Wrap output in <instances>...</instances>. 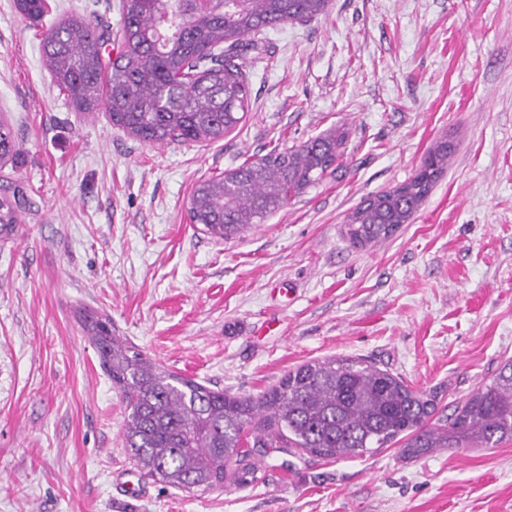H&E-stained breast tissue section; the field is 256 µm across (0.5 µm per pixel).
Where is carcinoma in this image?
<instances>
[{"label":"carcinoma","instance_id":"cac0c4a2","mask_svg":"<svg viewBox=\"0 0 512 512\" xmlns=\"http://www.w3.org/2000/svg\"><path fill=\"white\" fill-rule=\"evenodd\" d=\"M330 0H123L122 26L84 18L58 23L42 43V61L79 112L105 110L128 135L157 144H203L236 129L250 106L247 75L256 35L327 14ZM47 0H16L28 19ZM336 127L299 146L272 148L196 184L190 222L216 240L240 238L318 184L343 156ZM21 146L0 118V168ZM448 142L427 153L408 180L423 194L387 190L365 199L344 225L357 245L391 237L448 169ZM30 206L26 192L0 185V234L9 235ZM84 336L128 411L123 445L146 477L181 491L207 492L258 480L264 455L299 449L324 459L374 453L404 439L403 454L432 448H496L512 442V360L480 385L443 424L432 420L437 393L411 388L362 359L324 357L289 370L257 395L214 390L180 376L112 333L106 315L86 314Z\"/></svg>","mask_w":512,"mask_h":512}]
</instances>
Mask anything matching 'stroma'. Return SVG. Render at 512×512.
<instances>
[{
  "label": "stroma",
  "instance_id": "stroma-1",
  "mask_svg": "<svg viewBox=\"0 0 512 512\" xmlns=\"http://www.w3.org/2000/svg\"><path fill=\"white\" fill-rule=\"evenodd\" d=\"M0 0V168L32 201L0 237V512H512V442L399 444L354 459L274 453L257 483L186 493L141 476L125 406L79 311L169 370L256 394L327 356L370 361L438 415L512 359V0H331L262 35L251 105L223 139L149 144L74 110L41 60L71 16L122 25V0ZM343 126L342 166L241 238L192 224L202 179ZM448 141L447 172L390 239L345 217ZM21 146L14 136L11 124L0 118V168L12 163L19 154Z\"/></svg>",
  "mask_w": 512,
  "mask_h": 512
}]
</instances>
